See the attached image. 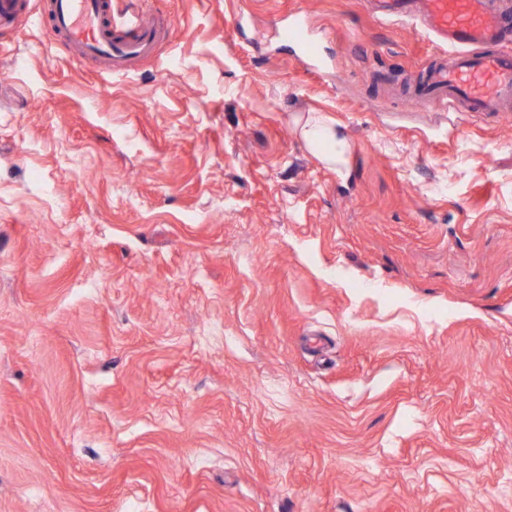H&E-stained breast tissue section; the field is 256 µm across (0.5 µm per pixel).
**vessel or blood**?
Wrapping results in <instances>:
<instances>
[{"instance_id":"vessel-or-blood-1","label":"vessel or blood","mask_w":512,"mask_h":512,"mask_svg":"<svg viewBox=\"0 0 512 512\" xmlns=\"http://www.w3.org/2000/svg\"><path fill=\"white\" fill-rule=\"evenodd\" d=\"M382 21L407 19L436 48L435 60L413 88L431 109L479 117L512 111V0H375ZM0 21L35 25L50 44L65 45L76 60L102 59L108 74L153 54L157 28L144 17L116 12L112 0H0ZM309 21L295 13L284 36L311 70L325 69L309 44Z\"/></svg>"}]
</instances>
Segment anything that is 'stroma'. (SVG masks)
I'll return each instance as SVG.
<instances>
[{"instance_id":"obj_1","label":"stroma","mask_w":512,"mask_h":512,"mask_svg":"<svg viewBox=\"0 0 512 512\" xmlns=\"http://www.w3.org/2000/svg\"><path fill=\"white\" fill-rule=\"evenodd\" d=\"M114 8L121 76L0 28V512H512V113L366 0ZM309 21L302 12L294 13L289 29H283V39H290L297 46L299 60L310 70H326L329 66L324 62L319 53L312 49L306 38ZM298 123L300 137L308 148L325 163L336 166L342 176H348L346 162L350 139L341 128L336 127V122L318 112H310Z\"/></svg>"}]
</instances>
